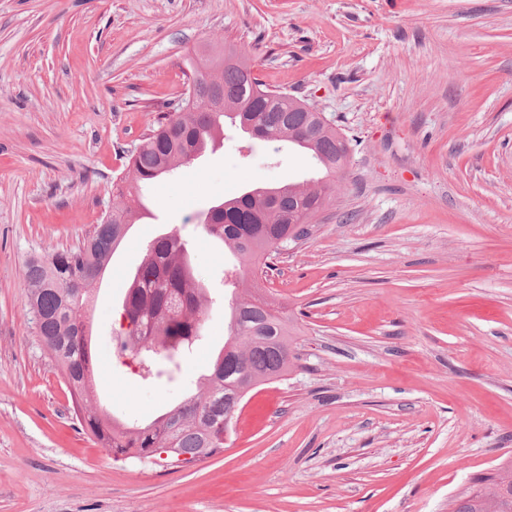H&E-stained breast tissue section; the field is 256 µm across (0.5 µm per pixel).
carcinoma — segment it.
Masks as SVG:
<instances>
[{
  "label": "carcinoma",
  "instance_id": "obj_1",
  "mask_svg": "<svg viewBox=\"0 0 512 512\" xmlns=\"http://www.w3.org/2000/svg\"><path fill=\"white\" fill-rule=\"evenodd\" d=\"M188 65L207 93L193 101L181 98L175 111L157 118L127 156L128 175L113 185L112 209L80 247L33 257L21 270L29 306L41 315L38 335L65 379L80 423L115 459L151 460L163 448L191 461L208 458L224 449L225 423L245 397L291 371L294 328L259 287L258 272L272 254L307 234L327 194L325 186L288 182L255 187L210 208L203 229L236 257L240 278L234 287L247 298L231 306L229 336L201 375L196 393L150 423L130 426L91 403L95 377L86 367L84 320L93 285L139 221L141 187L191 164L226 120L252 139L293 144L327 176L347 165L342 134L321 113L304 110L302 100L268 89L236 48ZM208 302L186 237L177 231L155 237L126 287L122 317L127 327L119 332L125 340L118 356L133 358L132 372L144 380L179 377L183 359L202 337ZM451 512H512V460L455 500Z\"/></svg>",
  "mask_w": 512,
  "mask_h": 512
}]
</instances>
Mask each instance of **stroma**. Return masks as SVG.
Wrapping results in <instances>:
<instances>
[{"mask_svg":"<svg viewBox=\"0 0 512 512\" xmlns=\"http://www.w3.org/2000/svg\"><path fill=\"white\" fill-rule=\"evenodd\" d=\"M206 43L322 112L348 164L260 280L295 325L296 369L247 397L222 453L116 460L76 419L20 268L82 245ZM320 176L228 126L149 186L153 219L88 306L104 411L151 421L224 345L235 259L199 216ZM179 228L213 302L182 376L142 383L113 355L125 284ZM510 456L512 0H0V512H449Z\"/></svg>","mask_w":512,"mask_h":512,"instance_id":"1","label":"stroma"}]
</instances>
